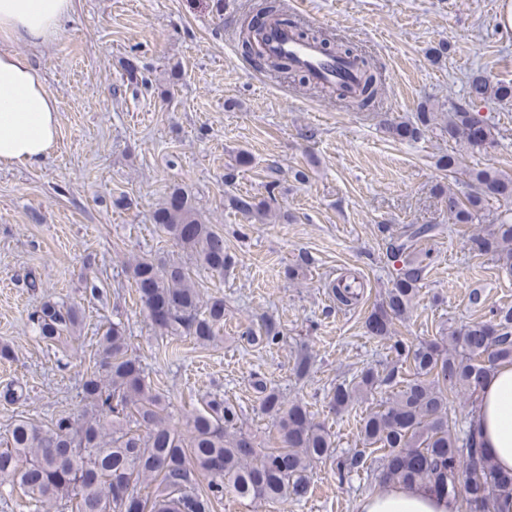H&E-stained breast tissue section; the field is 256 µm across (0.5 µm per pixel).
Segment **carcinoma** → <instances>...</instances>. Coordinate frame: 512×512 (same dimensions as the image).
<instances>
[{"instance_id":"obj_1","label":"carcinoma","mask_w":512,"mask_h":512,"mask_svg":"<svg viewBox=\"0 0 512 512\" xmlns=\"http://www.w3.org/2000/svg\"><path fill=\"white\" fill-rule=\"evenodd\" d=\"M287 25L298 37L320 44L331 57L356 62L353 88L334 86L346 106L372 110L382 96L380 70L372 56L349 41L289 18L284 0H255L240 22L237 41L245 56L262 70L296 73L289 59L270 57L262 48L272 25ZM466 104L448 109L441 131L450 141L476 151L495 147L492 126L472 111L477 103L511 101L512 84L492 83L472 74L465 86ZM436 119L420 110L417 121H386L389 135L416 140L421 128ZM468 192L448 190V223L471 224L494 203L512 202V174L494 168L468 173ZM237 212L263 217V204L249 195L230 198ZM158 230L205 269L224 275L234 257L224 248V234L202 220L188 192L175 187L155 210ZM437 224H411L389 246V258L401 263L382 302L365 322L375 338L392 337L394 325L406 320L418 292L422 267L414 243L433 237ZM470 249L489 255L512 272V210L498 218L492 232L473 234ZM132 278L147 317L166 334L190 336L201 346L223 341L224 300H203L192 270L180 261L140 257L131 263ZM489 319L443 329L417 343L395 340L398 361L410 367V378L398 380L399 366L367 367L350 382L332 387L328 406L334 413L374 395L378 409L362 417L358 436L362 450L338 468L339 480L365 463V450H381L380 465L370 471L383 487L425 489L445 500L454 512H512V472L499 471L487 457L472 424L459 426L450 404L459 394L476 402L487 376L501 364H512V307L490 310ZM37 338L55 343L81 326L77 306L43 302L30 315ZM247 340L275 343L279 332L267 322ZM259 409L274 419L278 445L256 449L252 436L237 427L239 408L214 392L201 408L174 419L166 396L147 380L129 349L126 330L112 324L99 337L97 358L86 370L81 417L61 414L47 424L17 419L0 440V486L19 488L29 512H210L212 501L229 493L238 499L280 503L308 492L314 463L336 453L333 435L314 419L306 404L286 402L281 392L257 379ZM23 386L0 387V401L23 404ZM207 480L200 489L198 478ZM152 485L154 491L143 494Z\"/></svg>"}]
</instances>
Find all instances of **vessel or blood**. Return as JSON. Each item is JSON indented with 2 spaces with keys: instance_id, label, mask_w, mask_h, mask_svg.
<instances>
[{
  "instance_id": "vessel-or-blood-1",
  "label": "vessel or blood",
  "mask_w": 512,
  "mask_h": 512,
  "mask_svg": "<svg viewBox=\"0 0 512 512\" xmlns=\"http://www.w3.org/2000/svg\"><path fill=\"white\" fill-rule=\"evenodd\" d=\"M265 49L272 55L288 56L294 67L304 71L319 84L352 83L355 67L352 61L327 56L320 45L302 41L286 26L273 27L265 34Z\"/></svg>"
}]
</instances>
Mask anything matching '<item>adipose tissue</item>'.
<instances>
[{
	"label": "adipose tissue",
	"instance_id": "1",
	"mask_svg": "<svg viewBox=\"0 0 512 512\" xmlns=\"http://www.w3.org/2000/svg\"><path fill=\"white\" fill-rule=\"evenodd\" d=\"M72 10L73 0H0V164L37 166L55 144L56 100L40 68L12 46L37 48L55 40ZM472 421L488 458L511 472L512 365L486 379ZM358 512H448V505L420 489L393 487L365 495Z\"/></svg>",
	"mask_w": 512,
	"mask_h": 512
}]
</instances>
